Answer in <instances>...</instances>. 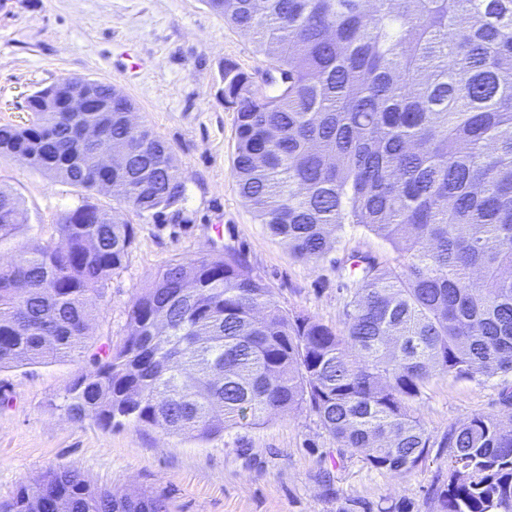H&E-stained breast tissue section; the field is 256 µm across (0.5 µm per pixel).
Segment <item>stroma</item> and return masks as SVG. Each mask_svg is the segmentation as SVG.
Returning <instances> with one entry per match:
<instances>
[{
  "mask_svg": "<svg viewBox=\"0 0 512 512\" xmlns=\"http://www.w3.org/2000/svg\"><path fill=\"white\" fill-rule=\"evenodd\" d=\"M228 61L254 75L267 67L250 38L204 0H0V123L25 122V99L38 88L74 77L105 81L171 147L186 185L178 212L145 219L120 210L136 243L103 296L92 299L90 347L126 337L132 301L175 258L239 255L281 307L337 329L348 298L346 258L359 252L395 262L392 246L359 224L344 225L335 250L320 260L294 257L258 224L232 177L236 114L225 107L219 80ZM0 185L23 202L26 240L49 239L60 213L81 201L76 189L15 159L0 160ZM89 359L0 370V499L64 465L116 494L163 495L171 512H338L349 500L377 510L402 497L414 512H433L430 488L448 476L447 454L435 452L405 476L370 469L338 451L306 410L204 442L147 427L105 429L91 417L76 422L62 410V395ZM510 386L511 373L438 375L419 413L438 438L473 415L501 412V391Z\"/></svg>",
  "mask_w": 512,
  "mask_h": 512,
  "instance_id": "obj_1",
  "label": "stroma"
}]
</instances>
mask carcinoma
<instances>
[{
	"label": "carcinoma",
	"mask_w": 512,
	"mask_h": 512,
	"mask_svg": "<svg viewBox=\"0 0 512 512\" xmlns=\"http://www.w3.org/2000/svg\"><path fill=\"white\" fill-rule=\"evenodd\" d=\"M269 59L278 91L224 63L236 112L232 173L258 223L300 259H322L361 224L398 254L347 257L342 328L282 308L234 254L173 260L134 298L127 337L107 341L63 396L69 418L205 441L271 414L314 413L336 447L407 474L431 449L448 479L436 512H512L509 411L440 439L418 404L437 375L512 373V0H204ZM63 79L28 96L23 125L0 124V158L71 185L81 204L50 240L18 243L0 267V368L87 349V297L124 268L130 221L88 201L104 178L136 215L179 211L186 188L168 144L129 125L132 103L90 81L112 112H70ZM101 139L87 143L84 130ZM120 158L106 176L93 162ZM26 225L0 187V244ZM0 512H170L166 498L118 497L71 467L21 486Z\"/></svg>",
	"instance_id": "cac0c4a2"
}]
</instances>
